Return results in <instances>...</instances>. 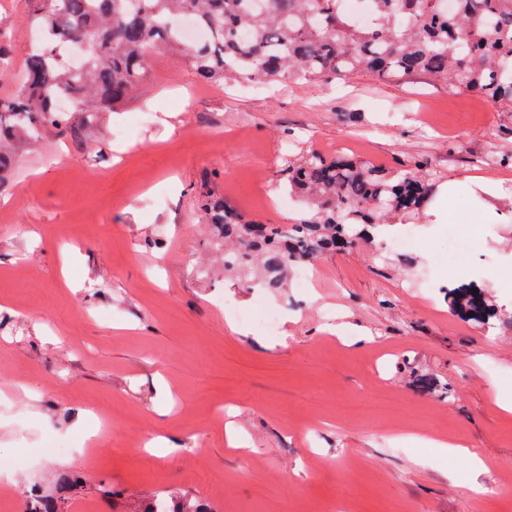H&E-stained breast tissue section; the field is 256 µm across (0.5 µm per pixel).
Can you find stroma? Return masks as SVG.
Segmentation results:
<instances>
[{"label":"stroma","instance_id":"stroma-1","mask_svg":"<svg viewBox=\"0 0 512 512\" xmlns=\"http://www.w3.org/2000/svg\"><path fill=\"white\" fill-rule=\"evenodd\" d=\"M32 37L26 0H0L13 61L0 95L17 90ZM139 112L153 124L118 148L113 129ZM310 150L422 164L450 185L449 215L488 204L496 216L461 246L427 211L402 215L419 233L413 254L341 250L317 260L312 289L245 287L225 273L201 199L291 223L281 171ZM473 175L498 179L494 196ZM471 281L496 308L489 324L445 297ZM228 302L277 310V333L229 332ZM328 307L369 343L328 334ZM497 394L512 396V112L478 95L423 75L217 86L155 52L96 141L46 135L0 191V512L34 488L56 494L65 474L79 483L71 512H135L168 491L209 512H512V414ZM422 435L477 451L483 469ZM158 437L174 452H149ZM48 440L76 451L39 455Z\"/></svg>","mask_w":512,"mask_h":512}]
</instances>
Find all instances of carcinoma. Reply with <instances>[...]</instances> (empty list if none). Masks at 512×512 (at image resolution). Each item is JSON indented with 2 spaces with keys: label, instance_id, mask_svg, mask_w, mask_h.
<instances>
[{
  "label": "carcinoma",
  "instance_id": "1",
  "mask_svg": "<svg viewBox=\"0 0 512 512\" xmlns=\"http://www.w3.org/2000/svg\"><path fill=\"white\" fill-rule=\"evenodd\" d=\"M28 0L31 25L41 32L30 48L20 88L0 97V190L23 149L48 133L80 127L95 133L97 113L116 112L142 84L150 54L185 58L206 83H270L294 75L332 82L356 73L425 75L453 90L512 106V0H371L375 23L362 27L344 0ZM187 17L209 39L185 45L177 28ZM251 31L249 40L240 31ZM82 39L76 68L59 51ZM92 108L77 118L60 98ZM282 186L306 209L290 224L245 220L220 198L201 206L224 246V268L244 271L256 259L260 284L278 292L288 270L327 252L371 238L372 229L423 208L434 185L419 167L388 171L347 155L311 150L283 169ZM453 308L485 325L495 317L472 285L451 292ZM65 495L29 500L26 512H68ZM142 512H208L196 499L155 496Z\"/></svg>",
  "mask_w": 512,
  "mask_h": 512
}]
</instances>
